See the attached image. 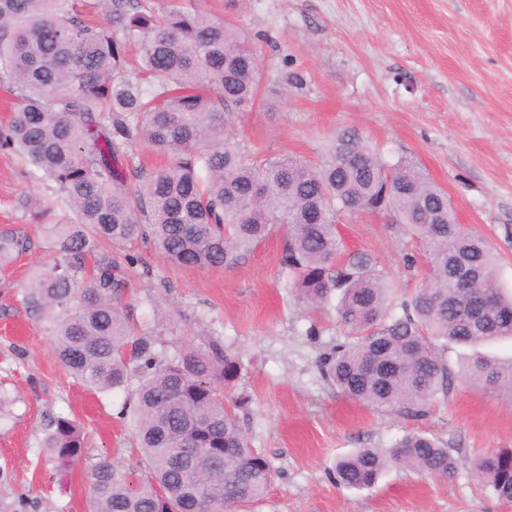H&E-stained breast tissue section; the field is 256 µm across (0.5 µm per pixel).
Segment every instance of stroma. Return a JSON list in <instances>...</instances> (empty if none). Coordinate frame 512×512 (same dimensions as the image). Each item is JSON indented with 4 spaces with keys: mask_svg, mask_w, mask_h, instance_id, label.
Wrapping results in <instances>:
<instances>
[{
    "mask_svg": "<svg viewBox=\"0 0 512 512\" xmlns=\"http://www.w3.org/2000/svg\"><path fill=\"white\" fill-rule=\"evenodd\" d=\"M211 13L249 33L263 81L231 131L251 156L290 154L320 163L329 137L352 127L384 159H416L441 187L467 232L485 236L512 290V0H204ZM299 87H286L290 73ZM72 214L53 182L0 148V232L30 246L0 270V512H89L88 473L100 458L140 469L125 392L90 391L61 368L47 324L27 308L24 284L47 259L46 224ZM347 249L373 256L404 295L427 279L426 261L406 270L416 245L383 215L341 225ZM275 230L229 267L198 270L167 262L135 241L116 261L138 256L123 302L137 328L168 321L171 338H220L237 354L236 392L251 403L240 423L276 477L248 512H512L461 468L445 478L389 469L376 488L354 491L330 476L356 448H387L418 430L453 443L467 458L512 452V397L460 378L428 416L406 420L371 410L323 379L316 362L342 338L334 307L307 310L279 264ZM317 336H308L309 327ZM90 434L82 456L59 473L42 446L56 416Z\"/></svg>",
    "mask_w": 512,
    "mask_h": 512,
    "instance_id": "stroma-1",
    "label": "stroma"
}]
</instances>
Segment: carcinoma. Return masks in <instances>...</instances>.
<instances>
[{
  "mask_svg": "<svg viewBox=\"0 0 512 512\" xmlns=\"http://www.w3.org/2000/svg\"><path fill=\"white\" fill-rule=\"evenodd\" d=\"M102 8L104 21H86ZM139 41L137 70L126 46ZM262 80L251 39L231 20L174 5L158 14L141 0H0V85L15 98L0 147L15 150L56 185L70 224L44 226L52 257L32 272L25 303L43 318L63 370L95 392L134 398L132 423L148 475L107 457L90 472L91 512H237L262 499L275 476L226 403L240 359L218 339L176 345L164 320L131 339L122 297L128 272L100 252L148 239L171 264L227 267L284 229L280 258L298 298L336 302L343 339L318 368L352 400L404 419L446 399L457 371L452 347L471 350L463 373L512 396V359L481 347L512 338V294L502 288L485 238L456 224L448 195L406 158L389 165L354 129L334 133L317 166L291 157L248 162L226 132L253 106ZM140 142L163 163L124 160ZM393 215L417 240L430 278L411 299L367 254L349 251L338 227L364 213ZM27 241L0 234V265ZM43 447L66 470L87 447L81 424L57 416ZM455 448L407 433L389 448H357L336 461V484L366 490L392 467L444 477ZM472 468L492 496L512 502V454L481 455Z\"/></svg>",
  "mask_w": 512,
  "mask_h": 512,
  "instance_id": "1",
  "label": "carcinoma"
}]
</instances>
